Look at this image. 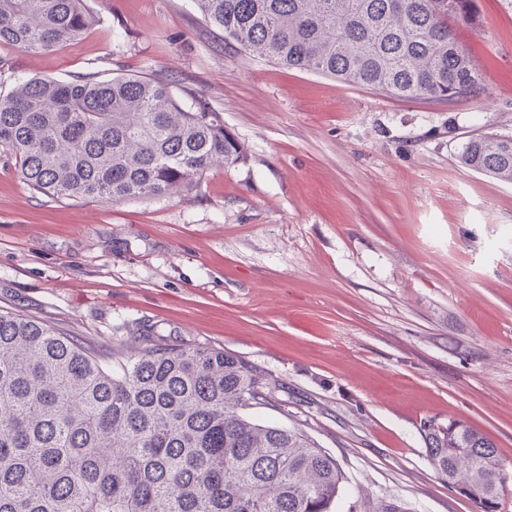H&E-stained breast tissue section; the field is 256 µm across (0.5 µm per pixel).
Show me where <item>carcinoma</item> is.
<instances>
[{"label":"carcinoma","mask_w":512,"mask_h":512,"mask_svg":"<svg viewBox=\"0 0 512 512\" xmlns=\"http://www.w3.org/2000/svg\"><path fill=\"white\" fill-rule=\"evenodd\" d=\"M237 49L395 98L483 92L455 24L476 0H196ZM94 20L84 0H0V44L50 51ZM0 150L31 189L153 199L190 188L244 144L160 79L30 78L0 97ZM465 166L512 182V135L463 144ZM274 386L224 350L152 331L98 355L62 329L0 310V512H330L346 476L301 428L258 423ZM422 431L448 483L497 512L495 444L469 425Z\"/></svg>","instance_id":"obj_1"}]
</instances>
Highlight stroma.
Masks as SVG:
<instances>
[{"label": "stroma", "mask_w": 512, "mask_h": 512, "mask_svg": "<svg viewBox=\"0 0 512 512\" xmlns=\"http://www.w3.org/2000/svg\"><path fill=\"white\" fill-rule=\"evenodd\" d=\"M48 52L0 46V95L32 76H151L215 112L248 159L151 200L57 199L0 154V309L100 349L151 330L232 352L279 388L255 417L341 464L332 512H477L421 426L461 420L512 477V182L458 155L512 134V0L457 33L483 95L397 99L253 59L195 0H86Z\"/></svg>", "instance_id": "1"}]
</instances>
